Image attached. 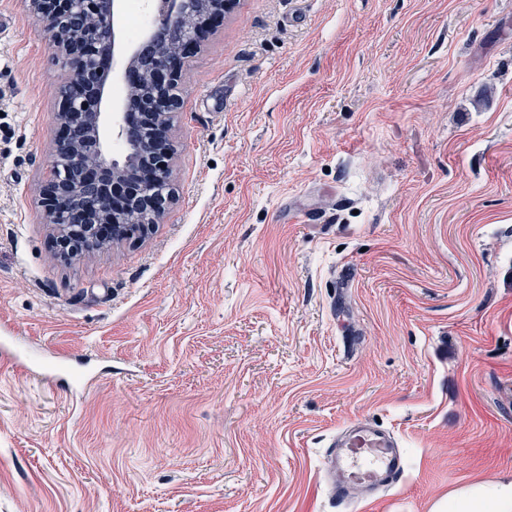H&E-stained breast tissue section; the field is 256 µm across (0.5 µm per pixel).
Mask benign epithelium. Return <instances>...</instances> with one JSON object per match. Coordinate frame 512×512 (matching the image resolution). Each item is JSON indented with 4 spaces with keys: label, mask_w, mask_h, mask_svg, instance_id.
Masks as SVG:
<instances>
[{
    "label": "benign epithelium",
    "mask_w": 512,
    "mask_h": 512,
    "mask_svg": "<svg viewBox=\"0 0 512 512\" xmlns=\"http://www.w3.org/2000/svg\"><path fill=\"white\" fill-rule=\"evenodd\" d=\"M53 43L70 65L61 90L60 130L54 157H63L81 170L70 178L69 168L51 169L41 190L44 223L56 233L61 258L67 259L86 243L98 239L102 226L118 240L158 223L173 200L169 188V160L175 154L171 137L174 113L168 90L179 84L188 59L199 48L207 28L223 18L232 0H201L200 15L191 19L190 33L172 48L156 32L147 33L132 49L120 80L123 99L105 111L111 82L105 80L119 51L117 18L121 0H30ZM74 14L93 19L86 35L72 41L61 33L64 20ZM149 79L157 95L138 109L130 95ZM125 149L114 156L105 137L106 122ZM141 219L127 220L128 212Z\"/></svg>",
    "instance_id": "1"
}]
</instances>
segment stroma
Masks as SVG:
<instances>
[{
	"instance_id": "35a3bbf8",
	"label": "stroma",
	"mask_w": 512,
	"mask_h": 512,
	"mask_svg": "<svg viewBox=\"0 0 512 512\" xmlns=\"http://www.w3.org/2000/svg\"><path fill=\"white\" fill-rule=\"evenodd\" d=\"M0 512H364L322 477L380 422L429 512L512 471V0H236L179 84L174 200L59 257L69 69L0 0Z\"/></svg>"
}]
</instances>
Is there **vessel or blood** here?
<instances>
[{"instance_id": "b4317fda", "label": "vessel or blood", "mask_w": 512, "mask_h": 512, "mask_svg": "<svg viewBox=\"0 0 512 512\" xmlns=\"http://www.w3.org/2000/svg\"><path fill=\"white\" fill-rule=\"evenodd\" d=\"M323 463L333 479V492L342 502L358 491L372 493L392 487L406 468L397 437L368 422L345 427Z\"/></svg>"}]
</instances>
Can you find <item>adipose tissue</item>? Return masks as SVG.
<instances>
[{
  "mask_svg": "<svg viewBox=\"0 0 512 512\" xmlns=\"http://www.w3.org/2000/svg\"><path fill=\"white\" fill-rule=\"evenodd\" d=\"M430 512H512V473L456 487L435 501Z\"/></svg>",
  "mask_w": 512,
  "mask_h": 512,
  "instance_id": "obj_1",
  "label": "adipose tissue"
}]
</instances>
